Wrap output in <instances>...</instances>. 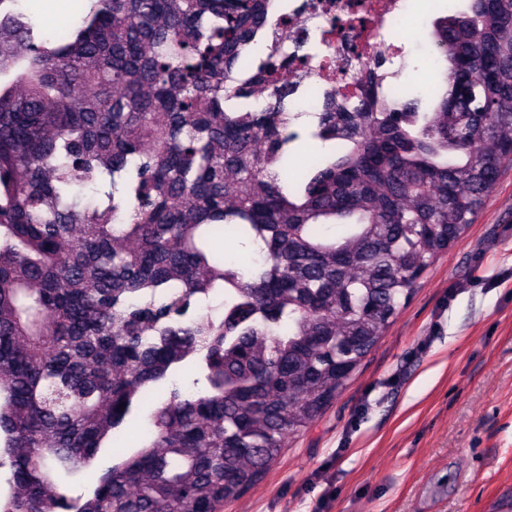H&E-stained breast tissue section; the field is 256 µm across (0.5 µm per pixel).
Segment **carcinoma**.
<instances>
[{"mask_svg": "<svg viewBox=\"0 0 512 512\" xmlns=\"http://www.w3.org/2000/svg\"><path fill=\"white\" fill-rule=\"evenodd\" d=\"M15 2L0 0V512H220L342 392L512 164V0L435 22L430 111L383 90L379 53L356 69L368 92L325 90L305 134L276 78L288 0H73L58 39ZM304 135L326 152L290 177ZM220 237L260 259H224ZM219 289L222 315L199 314ZM191 361L195 392L172 379ZM102 448L116 462L69 498ZM151 407L146 405L142 411L129 419L122 428L121 438L126 442L125 446H136L139 438L145 432L147 424V415Z\"/></svg>", "mask_w": 512, "mask_h": 512, "instance_id": "cac0c4a2", "label": "carcinoma"}]
</instances>
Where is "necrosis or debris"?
I'll return each mask as SVG.
<instances>
[{
    "instance_id": "4bbe7bcc",
    "label": "necrosis or debris",
    "mask_w": 512,
    "mask_h": 512,
    "mask_svg": "<svg viewBox=\"0 0 512 512\" xmlns=\"http://www.w3.org/2000/svg\"><path fill=\"white\" fill-rule=\"evenodd\" d=\"M309 7L289 15V42H308L320 55L304 62L289 58L282 81L296 85L302 104L316 108L320 92L335 85L344 93L360 94L353 73L359 61L378 52L396 57L403 50L401 37L416 28L406 0H307Z\"/></svg>"
}]
</instances>
